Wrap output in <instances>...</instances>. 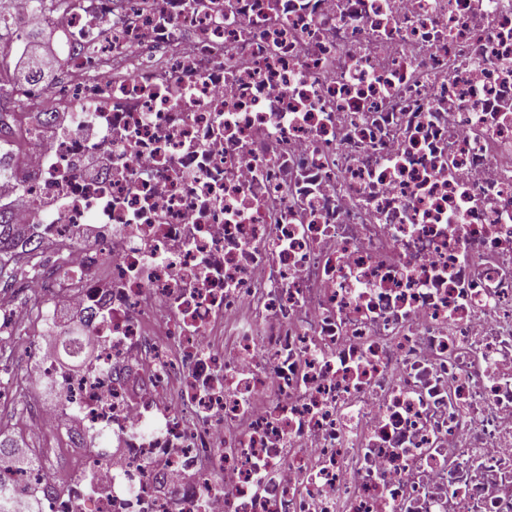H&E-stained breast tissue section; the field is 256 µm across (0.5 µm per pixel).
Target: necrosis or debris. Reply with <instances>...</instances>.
I'll use <instances>...</instances> for the list:
<instances>
[{
  "label": "necrosis or debris",
  "instance_id": "4bbe7bcc",
  "mask_svg": "<svg viewBox=\"0 0 512 512\" xmlns=\"http://www.w3.org/2000/svg\"><path fill=\"white\" fill-rule=\"evenodd\" d=\"M38 19L0 205L65 253L30 439L80 463L14 512H512V0Z\"/></svg>",
  "mask_w": 512,
  "mask_h": 512
}]
</instances>
